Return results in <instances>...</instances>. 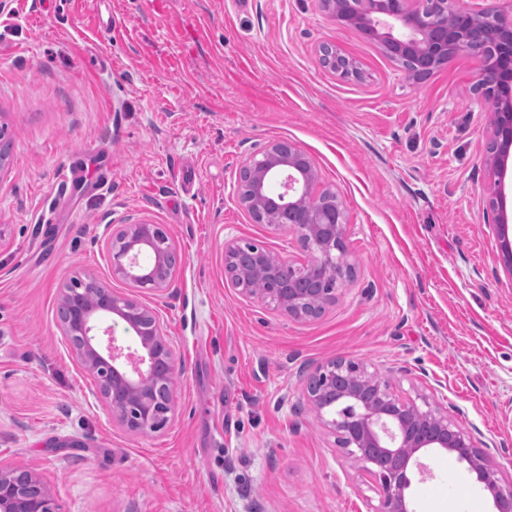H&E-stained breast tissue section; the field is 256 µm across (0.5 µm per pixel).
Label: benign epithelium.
Listing matches in <instances>:
<instances>
[{
    "mask_svg": "<svg viewBox=\"0 0 512 512\" xmlns=\"http://www.w3.org/2000/svg\"><path fill=\"white\" fill-rule=\"evenodd\" d=\"M341 27L365 30L382 55L408 79L421 82L462 51L479 56L475 89L492 116L484 160L486 192L492 204L505 195V162L512 154V12L465 8L461 0H318ZM326 68L341 80L358 79L359 63L323 48ZM237 197L254 222L290 230L308 252L303 263L284 261L250 241L224 243L232 287L283 315L308 321L336 302L353 276L347 250L346 211L335 192L320 186L318 171L299 147L273 140L241 162ZM500 262L512 275V240L506 215H497ZM112 275L133 288L160 295L178 276L174 239L159 224L141 220L115 224L105 242ZM257 283L266 284L260 292ZM61 333L112 418L131 433L147 434L174 413L177 372L174 350L153 309L112 291L91 274L72 277L59 299ZM136 335V347L114 334L116 320ZM307 401L334 434L345 456L373 480L375 512H415L409 495L412 469L420 455L444 451L467 465L492 499L493 512H512V481L493 463L490 448L448 419L429 399H405L392 375L371 373L360 363L339 359L316 367ZM35 480L27 469L0 466V512H58L53 498L26 494Z\"/></svg>",
    "mask_w": 512,
    "mask_h": 512,
    "instance_id": "obj_1",
    "label": "benign epithelium"
}]
</instances>
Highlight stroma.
Segmentation results:
<instances>
[{
    "mask_svg": "<svg viewBox=\"0 0 512 512\" xmlns=\"http://www.w3.org/2000/svg\"><path fill=\"white\" fill-rule=\"evenodd\" d=\"M357 59L337 79L319 48ZM480 63L409 80L318 0H0V464L42 480L60 512H374L304 388L320 364L395 371L512 479V275L484 190L490 115ZM314 162L342 202L355 265L336 303L296 321L228 285L224 243L306 253L238 202L242 159L272 140ZM172 234L171 293H139L177 362L159 431L113 422L65 342V283L119 293L105 225ZM416 512H491L466 464L423 454Z\"/></svg>",
    "mask_w": 512,
    "mask_h": 512,
    "instance_id": "obj_1",
    "label": "stroma"
}]
</instances>
